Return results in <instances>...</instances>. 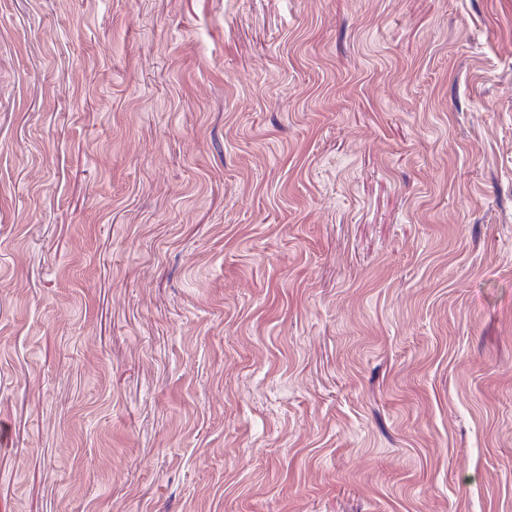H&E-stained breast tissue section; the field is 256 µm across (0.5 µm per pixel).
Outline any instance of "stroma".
Instances as JSON below:
<instances>
[{"label":"stroma","instance_id":"obj_1","mask_svg":"<svg viewBox=\"0 0 512 512\" xmlns=\"http://www.w3.org/2000/svg\"><path fill=\"white\" fill-rule=\"evenodd\" d=\"M0 512H512V0H0Z\"/></svg>","mask_w":512,"mask_h":512}]
</instances>
